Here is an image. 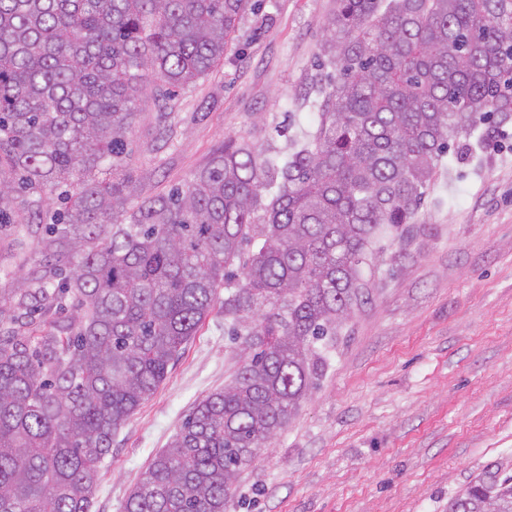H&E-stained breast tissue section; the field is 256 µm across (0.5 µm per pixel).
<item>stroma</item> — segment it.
<instances>
[{"label":"stroma","mask_w":512,"mask_h":512,"mask_svg":"<svg viewBox=\"0 0 512 512\" xmlns=\"http://www.w3.org/2000/svg\"><path fill=\"white\" fill-rule=\"evenodd\" d=\"M336 0H262L223 65L147 103L128 137L138 197L167 192L228 137L288 151L314 131L323 24ZM437 170L412 223L369 247L324 374L243 472L236 512H448L490 468L512 470V122L479 126ZM239 362L215 305L165 381L112 438L91 512H123L152 458Z\"/></svg>","instance_id":"1"}]
</instances>
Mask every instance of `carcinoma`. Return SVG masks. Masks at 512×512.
<instances>
[{"instance_id": "carcinoma-1", "label": "carcinoma", "mask_w": 512, "mask_h": 512, "mask_svg": "<svg viewBox=\"0 0 512 512\" xmlns=\"http://www.w3.org/2000/svg\"><path fill=\"white\" fill-rule=\"evenodd\" d=\"M259 0H0V234L40 261L0 282V512H90L112 435L224 289L241 365L141 472L125 512H229L322 376L366 248L418 213L480 121L512 120V0H336L335 76L287 155L233 142L137 200L126 138L148 101L224 62ZM28 214L16 223L13 176ZM54 221L37 226L50 205ZM448 512H512V473Z\"/></svg>"}]
</instances>
